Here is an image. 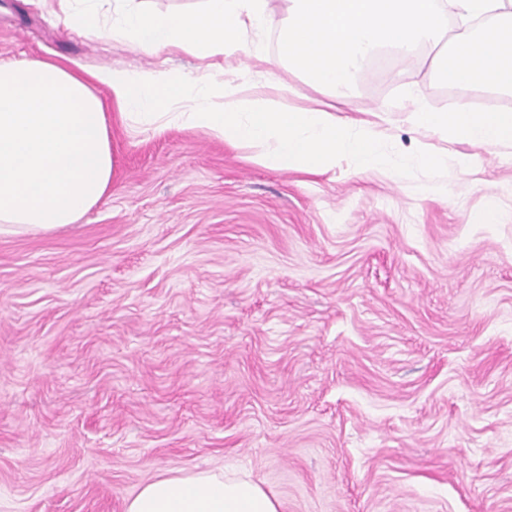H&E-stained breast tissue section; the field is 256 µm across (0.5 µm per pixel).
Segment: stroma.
I'll return each instance as SVG.
<instances>
[{
    "label": "stroma",
    "mask_w": 512,
    "mask_h": 512,
    "mask_svg": "<svg viewBox=\"0 0 512 512\" xmlns=\"http://www.w3.org/2000/svg\"><path fill=\"white\" fill-rule=\"evenodd\" d=\"M260 37L269 98L320 94ZM0 0V60L159 64ZM512 97L448 88L422 57L370 67L348 115L442 164L281 172L195 129L108 124L111 189L77 223L0 235V512H124L170 471L244 473L280 512H512V153L424 136L399 112ZM478 156L471 174L458 154ZM496 201L497 223L479 218Z\"/></svg>",
    "instance_id": "stroma-1"
}]
</instances>
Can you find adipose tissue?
Instances as JSON below:
<instances>
[{"label": "adipose tissue", "mask_w": 512, "mask_h": 512, "mask_svg": "<svg viewBox=\"0 0 512 512\" xmlns=\"http://www.w3.org/2000/svg\"><path fill=\"white\" fill-rule=\"evenodd\" d=\"M278 58L323 100L276 109L253 94L278 88L258 36L269 0H204L196 13L155 11L113 0L112 36L142 53L162 50L221 58V78L181 77L158 67L101 68L82 74L54 61L0 62V235L46 233L76 223L108 190L109 131L96 87L107 88L119 118L145 132L192 128L236 146L258 147L263 166L321 175L345 159L362 172L396 175L382 122L339 116L365 66L386 49L424 50L434 77L457 88L512 95V0H286ZM419 129L473 145L512 148V109L451 111L414 106ZM249 478L221 471L175 472L146 483L125 512H279Z\"/></svg>", "instance_id": "adipose-tissue-1"}]
</instances>
